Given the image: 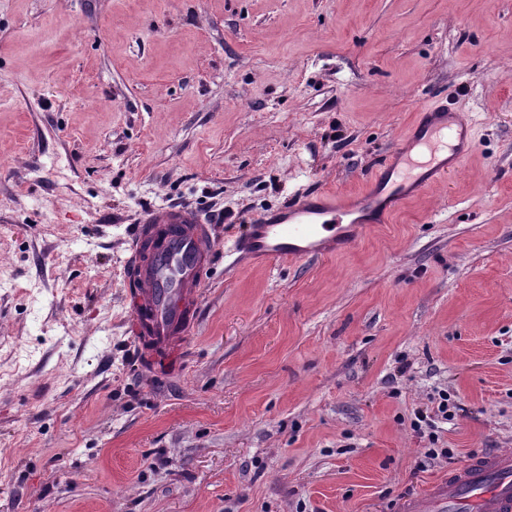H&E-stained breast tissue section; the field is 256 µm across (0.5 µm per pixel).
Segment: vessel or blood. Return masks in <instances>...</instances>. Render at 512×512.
<instances>
[{
  "instance_id": "1",
  "label": "vessel or blood",
  "mask_w": 512,
  "mask_h": 512,
  "mask_svg": "<svg viewBox=\"0 0 512 512\" xmlns=\"http://www.w3.org/2000/svg\"><path fill=\"white\" fill-rule=\"evenodd\" d=\"M469 126L447 106L422 108L408 135L365 186L343 198L314 189L252 219L218 251L213 226L196 209H148L128 235L121 272L125 328L140 359L158 370L180 362L198 327L203 270L216 253L253 263L348 250L368 224H382L469 156ZM402 512H512V452L492 449L449 472Z\"/></svg>"
}]
</instances>
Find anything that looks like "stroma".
<instances>
[{
    "label": "stroma",
    "mask_w": 512,
    "mask_h": 512,
    "mask_svg": "<svg viewBox=\"0 0 512 512\" xmlns=\"http://www.w3.org/2000/svg\"><path fill=\"white\" fill-rule=\"evenodd\" d=\"M443 102L458 173L345 253L216 257L180 368L136 363L143 209L223 214L229 246L361 187ZM420 413L452 460H425ZM490 449L512 450V0H0V512H399Z\"/></svg>",
    "instance_id": "obj_1"
}]
</instances>
